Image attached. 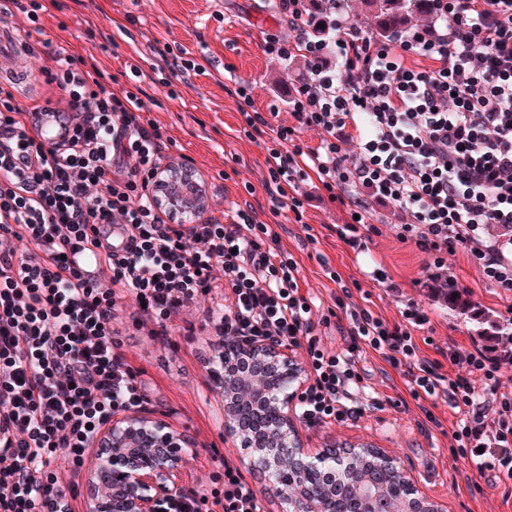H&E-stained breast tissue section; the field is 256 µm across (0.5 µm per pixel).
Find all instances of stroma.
Wrapping results in <instances>:
<instances>
[{
	"mask_svg": "<svg viewBox=\"0 0 512 512\" xmlns=\"http://www.w3.org/2000/svg\"><path fill=\"white\" fill-rule=\"evenodd\" d=\"M59 6L44 17L45 37L71 42L75 52L94 54L100 64L125 86L131 67L150 71L157 56L154 43L183 46L193 53L204 72L175 80L172 87L144 80L141 87L149 118L156 120L171 139L169 159H190L206 183L209 209L216 212L247 201L262 211L271 204L262 187L266 173L264 145L238 135L235 100L224 90V74L232 72L257 88L260 105H277L288 110V89L304 74L300 60L283 62L269 58L261 49L265 33L289 36L276 0H58ZM135 26H128V17ZM42 59L29 58L15 78H0L19 102L51 96L52 90L41 71ZM178 92L170 99L168 89ZM402 213L391 203L374 205L372 219L384 226L383 235L362 240L351 249L330 228L345 223L347 214L329 200L313 198L305 223L289 222L282 242L297 260L310 288L330 304L335 285L325 267L343 277L356 279L361 289L355 304L371 309L383 318L399 319L406 304L415 302L427 312L430 322L417 331V338H429L425 354L435 348L456 346L469 349L478 340V324L459 317L427 289L412 286L421 277L425 256L414 246L399 243L387 227L399 223ZM386 269L387 281H377L375 269ZM450 273L456 288L472 308L491 312L498 320L512 313V296L484 283L478 271L463 255L452 259ZM229 291L220 288L183 308L168 327L165 339L150 336L137 322L134 296H126L114 326L119 351L138 382L150 396L143 414L166 421L185 432L198 454L183 473L188 493L207 494L224 475L218 458L227 459L252 485L260 479L249 469L241 449L224 440V405L214 386V371L208 359L219 348L213 327L204 326V311L224 305ZM436 414L440 426L419 428L416 406L371 411L356 422L332 423L320 427L300 426L302 443L310 452L327 448L371 446L399 461L419 493L441 502L447 512H512V489L481 478L458 460L449 433L454 416L446 404Z\"/></svg>",
	"mask_w": 512,
	"mask_h": 512,
	"instance_id": "1",
	"label": "stroma"
}]
</instances>
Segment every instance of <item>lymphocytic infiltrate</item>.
Instances as JSON below:
<instances>
[{"label": "lymphocytic infiltrate", "mask_w": 512, "mask_h": 512, "mask_svg": "<svg viewBox=\"0 0 512 512\" xmlns=\"http://www.w3.org/2000/svg\"><path fill=\"white\" fill-rule=\"evenodd\" d=\"M279 0L292 40L266 34L262 51L302 60L306 78L288 94V119L259 109L252 84L228 89L239 129L266 143L263 187L273 205L303 221L317 181L348 220L347 245L380 235L373 203L406 213L398 242L425 254L430 294L448 285V261L463 254L482 279L512 295V0H435L440 26L378 40L336 0ZM333 33L316 34L317 13ZM44 75L57 92L59 138L46 142L39 99L19 103L0 87V512H69L50 454L80 463L113 415L149 395L117 351L112 318L126 295L158 337L177 311L214 289H229L215 329L305 349L310 383L297 413L308 427L343 423L396 405L363 382L355 361L370 350L398 370L425 423L438 404L456 417L451 434L479 476L512 483V384L488 344L420 354L428 315L409 306L398 321L351 303L340 272L333 307L305 288L280 234L251 205L194 224L170 223L150 189L170 138L145 116L136 82L107 90L108 74L69 46L50 53ZM319 130L317 145L302 129ZM352 144L356 154L344 152ZM94 254V270L76 267ZM345 342L336 352L323 329ZM467 366L450 375L444 363ZM223 512H263L255 489L224 467Z\"/></svg>", "instance_id": "1"}]
</instances>
